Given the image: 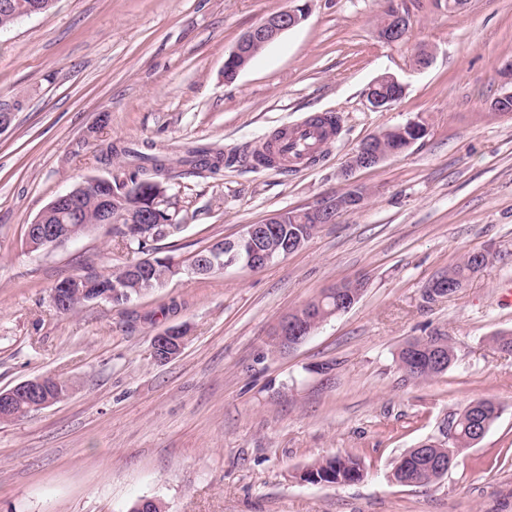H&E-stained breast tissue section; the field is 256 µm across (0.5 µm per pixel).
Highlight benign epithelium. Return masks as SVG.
Here are the masks:
<instances>
[{
    "instance_id": "obj_1",
    "label": "benign epithelium",
    "mask_w": 512,
    "mask_h": 512,
    "mask_svg": "<svg viewBox=\"0 0 512 512\" xmlns=\"http://www.w3.org/2000/svg\"><path fill=\"white\" fill-rule=\"evenodd\" d=\"M305 17V8L302 5L287 7L263 17L257 24L247 30L236 42L228 61H234L245 54L247 48L256 43L267 45L278 39L283 33L297 26ZM409 22L406 16L398 15L397 24L388 32L378 36L383 42L393 43L401 40L406 34ZM372 139L367 138L359 144L352 153L343 172L344 180H349L352 171L361 168H370L390 156L387 151H381L371 146ZM109 183L106 178L93 177L76 184L66 192L57 195L38 214L35 220L27 225L26 244L31 251L42 250L59 246L67 241L74 240L79 234L72 231L71 224L81 219L82 201L93 188L104 187ZM366 190L358 186H350L317 204L311 212L318 215L323 224H331L336 215L346 211L347 200L359 199L357 205L365 200ZM154 204L147 201L143 203L142 214L136 220L128 222L125 231L132 238H144L148 235V225L153 223ZM297 212L287 210L276 213L260 224H249L244 231L234 239L224 241V245L212 250L206 256L194 255L189 261L187 272L200 274L215 265V258L224 257L220 266L228 268L240 265L249 269H258L277 259L284 258L297 251L304 245L300 237L292 238L281 245L271 246L269 242L276 233V225L286 224L288 220L295 219ZM165 262V258L144 259L141 268L131 267L125 271L124 279L139 288L143 275L157 263ZM343 294V305L351 307L359 298L360 292L353 287L340 283L326 290L324 298L333 301L335 294ZM121 295L120 291L101 292L95 288L78 287L71 278H66L53 289L51 301L53 308L59 312H66L71 298L80 297L89 302L98 300H112L113 296ZM305 315L302 310L295 309L286 314L272 333L278 343L277 351L287 352L300 345L304 338L312 334V328L303 323ZM188 333L185 328L169 327L152 338L154 358L159 362H167L177 357L187 342ZM55 379L40 376L33 380L24 381L10 390L0 391V416L16 418L34 411L46 408L57 403L68 394L69 388L53 386Z\"/></svg>"
}]
</instances>
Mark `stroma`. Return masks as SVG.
<instances>
[{"label": "stroma", "instance_id": "35a3bbf8", "mask_svg": "<svg viewBox=\"0 0 512 512\" xmlns=\"http://www.w3.org/2000/svg\"><path fill=\"white\" fill-rule=\"evenodd\" d=\"M407 13L397 43L376 36L388 5ZM288 0H56L0 31V103H19L0 133V389L55 376L64 400L0 424V512H512V0H308L304 20L224 79L237 39ZM433 60L416 65L420 49ZM396 76L403 96L373 110L368 92ZM340 119L317 162L300 171L250 155L291 124ZM427 132L402 153L343 178L359 143L411 120ZM164 158L186 221L156 254L184 262L283 210L348 185L363 204L263 268L180 274L126 305L68 314L51 303L75 274L129 261L115 225L41 252L25 232L57 194L120 177L108 145ZM238 155L219 175L183 172L184 148ZM495 261L451 296L423 290L464 254ZM359 300L295 349L271 330L337 282ZM189 331L166 363L155 334ZM448 337L455 363L415 382L397 356L409 341ZM489 399L501 416L442 479L403 486L399 458L437 439L455 413ZM335 454L357 457L349 484L300 481Z\"/></svg>", "mask_w": 512, "mask_h": 512}]
</instances>
